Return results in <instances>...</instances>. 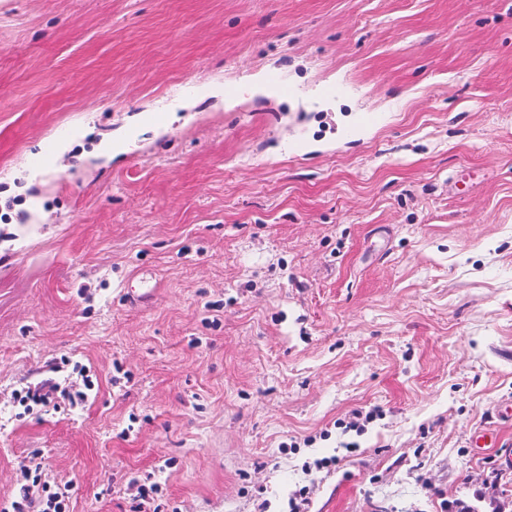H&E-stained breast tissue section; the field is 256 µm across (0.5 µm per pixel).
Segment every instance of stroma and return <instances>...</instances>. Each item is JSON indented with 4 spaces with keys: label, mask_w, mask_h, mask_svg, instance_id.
<instances>
[{
    "label": "stroma",
    "mask_w": 512,
    "mask_h": 512,
    "mask_svg": "<svg viewBox=\"0 0 512 512\" xmlns=\"http://www.w3.org/2000/svg\"><path fill=\"white\" fill-rule=\"evenodd\" d=\"M506 404L512 0H0V512H512ZM384 121L382 113L379 112H357L351 124L345 129V136L358 138L363 132L380 126ZM30 491H32L31 486H22L21 492L23 494V498L25 501H27L30 505V508H36L37 510H32L36 512H68L66 510L67 504H66V495L65 493L60 492H54V493H48L46 496V508L41 509V503L42 498H35L32 499L30 496Z\"/></svg>",
    "instance_id": "1"
}]
</instances>
